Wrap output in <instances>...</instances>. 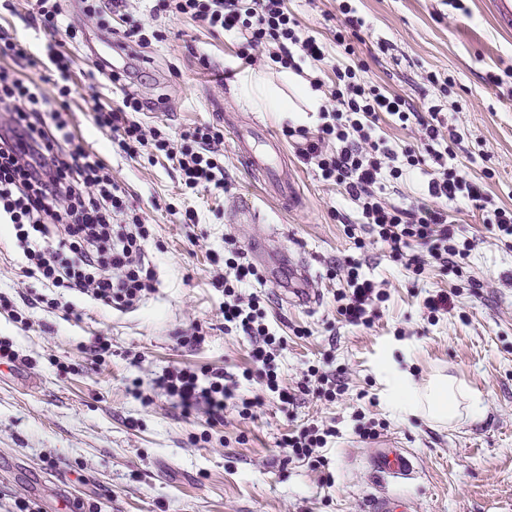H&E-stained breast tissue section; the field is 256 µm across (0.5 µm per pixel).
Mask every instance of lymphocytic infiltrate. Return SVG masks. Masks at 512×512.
<instances>
[{
	"instance_id": "lymphocytic-infiltrate-1",
	"label": "lymphocytic infiltrate",
	"mask_w": 512,
	"mask_h": 512,
	"mask_svg": "<svg viewBox=\"0 0 512 512\" xmlns=\"http://www.w3.org/2000/svg\"><path fill=\"white\" fill-rule=\"evenodd\" d=\"M158 7L211 30L243 32L238 57L247 65L266 51L273 62L298 73L302 60L325 58L321 43L300 36L284 0H158ZM0 56L15 64L14 69H0V112L12 115L7 129L0 131V224L12 225L28 260L27 277L47 289L67 288L118 309L132 307L153 286L154 273L144 251L150 230L104 161L69 128L65 114L72 94L71 58L51 44L44 55H36L25 41L2 31ZM20 66L54 72L57 100H50L36 81L21 79L16 72ZM336 79L337 105L327 121L317 132L299 129L295 135L300 139L301 162L316 166L324 182L344 187L359 208L362 222L348 225V234L357 235L361 247L369 241L385 245L393 262L416 276L430 262L444 269L459 266L469 245L459 238L447 210L422 203L398 207L376 191L383 174L397 179L404 167L426 166L430 197L484 201L481 185L467 172L448 166L436 148L439 106L416 112L403 97L360 82L349 66L337 70ZM143 109L141 100L126 93L116 107L97 109L92 121L100 131L112 132L114 143L127 155H137L146 145L171 154L166 139L147 133L132 120V113ZM384 113L403 123L415 122L418 146L398 153L377 137V122ZM181 138L189 143L178 160L185 188L224 191V168L215 159V146L223 140L220 132L198 126ZM333 140L341 144L334 152L328 149ZM338 272L348 283L347 291L336 296L338 315L350 325L371 326L373 305L381 298L376 283L353 261L339 266ZM259 278L242 248L228 242L224 274L214 281L224 292L225 333L255 338L250 352L255 375L264 394L273 395L282 406L293 405L300 390L336 399L343 385L322 387L323 377L315 368L308 369L299 390L282 384L275 359L285 339L266 324L261 296L241 293L244 285ZM156 384L177 402L183 415H192L203 405L216 419L223 418L238 389L236 380L219 371L168 369Z\"/></svg>"
}]
</instances>
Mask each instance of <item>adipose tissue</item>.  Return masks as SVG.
I'll use <instances>...</instances> for the list:
<instances>
[{
  "instance_id": "obj_1",
  "label": "adipose tissue",
  "mask_w": 512,
  "mask_h": 512,
  "mask_svg": "<svg viewBox=\"0 0 512 512\" xmlns=\"http://www.w3.org/2000/svg\"><path fill=\"white\" fill-rule=\"evenodd\" d=\"M242 98L265 112L288 113L296 111V99H303L309 111L318 112L324 107V96L310 84L296 86L294 96L284 95L262 71L244 72L238 82ZM466 389L455 381L442 376L421 386L405 371L391 373V402L395 410L406 415H422L441 424L458 418L460 399Z\"/></svg>"
}]
</instances>
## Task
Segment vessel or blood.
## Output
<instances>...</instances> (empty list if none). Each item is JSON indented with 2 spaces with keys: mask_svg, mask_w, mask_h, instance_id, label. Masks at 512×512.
<instances>
[{
  "mask_svg": "<svg viewBox=\"0 0 512 512\" xmlns=\"http://www.w3.org/2000/svg\"><path fill=\"white\" fill-rule=\"evenodd\" d=\"M368 467L384 487L383 492L371 499L370 512H404L399 498L388 493L387 488L414 479L417 467L413 455L405 449L389 445L370 456Z\"/></svg>",
  "mask_w": 512,
  "mask_h": 512,
  "instance_id": "1",
  "label": "vessel or blood"
}]
</instances>
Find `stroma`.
<instances>
[{
	"label": "stroma",
	"mask_w": 512,
	"mask_h": 512,
	"mask_svg": "<svg viewBox=\"0 0 512 512\" xmlns=\"http://www.w3.org/2000/svg\"><path fill=\"white\" fill-rule=\"evenodd\" d=\"M158 0H130V19L101 0L86 19L79 0H62L83 30L79 42L59 49L74 59L69 100L71 130L83 136L125 188L150 238L145 256L156 272L154 291L117 310L73 291L41 288L22 272L24 258L10 225L0 224V342L18 358L0 363V512L22 501L41 512H366L379 493L366 458L389 441L412 453L415 480L398 486L405 512H506L512 505V241L499 239L475 203H448V218L469 252L462 269L427 267L416 277L379 244L358 248L344 231L360 215L344 187L322 181L303 164L286 128L316 130L321 113L264 112L239 96L237 80L217 73L238 68L239 34L212 32L186 17L156 12ZM0 10V28L42 52L48 34L28 24L30 0ZM459 12L444 0H356L365 25L351 37L352 54L336 45L341 15L336 0H285L302 35L325 43L321 69L305 68L327 108L336 105L337 67L359 66L362 81L404 96L419 111L438 104L444 128L458 138L447 164L484 186L488 204L512 208V78L488 86L487 73L512 70V28L498 21L493 0H466ZM160 39L141 45L125 38L130 21ZM126 68L125 89L90 77L98 56ZM438 83H430L429 74ZM146 105L133 118L159 129L174 147L183 131L215 126L224 133L217 160L224 192L184 188L176 163L142 149L129 157L112 136L92 125L96 107L116 106L122 91ZM261 126L270 140L253 150L270 167L293 175L301 200L290 206L250 176L238 154V131ZM427 174L384 177L377 186L396 206L428 202ZM236 212H229V204ZM193 211L194 223L184 221ZM251 256L262 279L251 290L268 297L266 320L287 346L276 357L284 385L294 388L308 366L340 374L344 392L329 402L300 396L281 408L266 397L257 418L230 405L223 419L206 409L192 416L153 384L169 367L224 370L239 377L238 396L260 394L246 381L251 340L224 331V295L213 282L224 273L226 240ZM310 262L307 281L316 299L286 300V255ZM353 259L378 282L373 326L346 324L335 295L347 287L330 278L338 262ZM448 312L428 319L424 300L437 291ZM64 297L74 313L50 308ZM303 335H294V328ZM109 350L94 358L89 348ZM417 383L444 375L480 398V415L444 425L392 412L383 370L387 361ZM335 427L312 460L289 459L280 443L303 426ZM375 426L362 439L356 429Z\"/></svg>",
	"instance_id": "stroma-1"
}]
</instances>
